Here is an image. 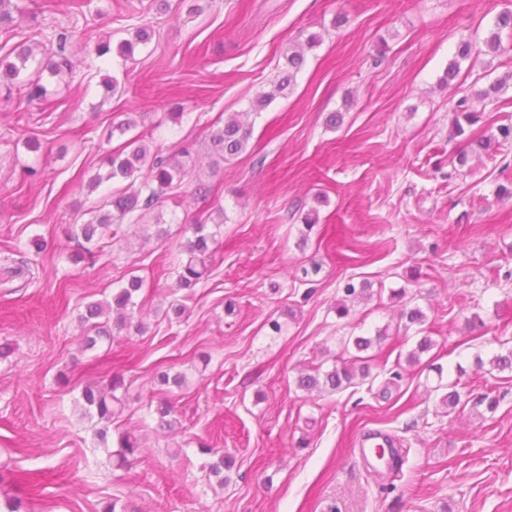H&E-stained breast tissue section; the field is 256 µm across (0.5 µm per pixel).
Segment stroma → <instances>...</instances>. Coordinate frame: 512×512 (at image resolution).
Here are the masks:
<instances>
[{"mask_svg": "<svg viewBox=\"0 0 512 512\" xmlns=\"http://www.w3.org/2000/svg\"><path fill=\"white\" fill-rule=\"evenodd\" d=\"M23 5L25 18L0 30V57L26 41L48 55L62 41L75 70L44 75L34 101L0 81V512L17 496L29 512H512V372L475 367L512 345V198L498 193L512 183V142L462 167L450 135L463 92L481 114L475 137L512 122V88L478 97L512 72V50L471 57L458 84L440 82L458 41L485 36L512 0H88L79 17L67 0ZM143 24L155 35L135 63L86 54ZM313 32L322 42L292 91L251 113L285 51ZM108 75L121 90L106 101ZM336 111L343 122L328 127ZM244 112L246 150L212 169L211 125ZM125 119L163 153L184 140L198 149L180 201L161 208L172 237L224 211L213 275L178 321L165 315L183 296L175 251L128 236L87 267L67 236L112 190L83 183L123 142L112 126ZM200 182L213 187L204 202ZM312 209L309 231L300 216ZM18 250L31 272L10 280L5 259ZM132 275L148 285L146 332L85 349V303ZM349 283L371 292L342 316ZM399 289L434 342L417 366ZM381 330L365 383L296 387L301 371L332 366L343 339ZM160 369L185 374V387H154ZM113 376L125 408L102 440L82 390ZM443 379L458 384L456 407L440 402ZM163 399L171 431L149 408ZM369 428L400 450L383 478L354 452ZM122 434L139 443L124 464ZM216 451L231 462L222 485L207 468ZM26 473L40 493L20 483Z\"/></svg>", "mask_w": 512, "mask_h": 512, "instance_id": "stroma-1", "label": "stroma"}]
</instances>
